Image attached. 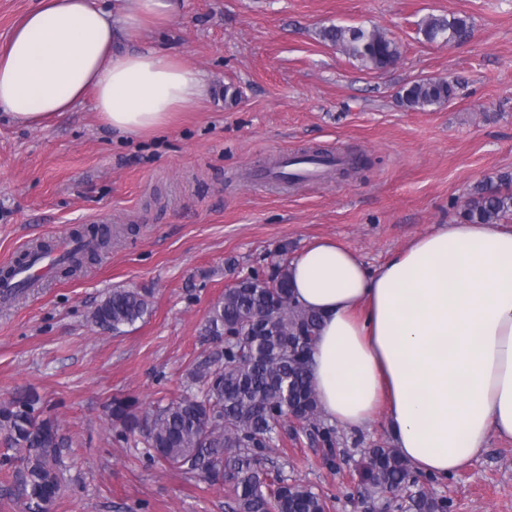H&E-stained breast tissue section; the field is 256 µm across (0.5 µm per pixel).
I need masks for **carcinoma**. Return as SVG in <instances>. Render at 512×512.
Listing matches in <instances>:
<instances>
[{
  "label": "carcinoma",
  "instance_id": "obj_1",
  "mask_svg": "<svg viewBox=\"0 0 512 512\" xmlns=\"http://www.w3.org/2000/svg\"><path fill=\"white\" fill-rule=\"evenodd\" d=\"M419 31L429 42H461L471 33L463 17L430 16ZM323 40L343 49L361 67L385 71L400 58L397 43L380 27L331 25ZM455 87L447 80L420 78L404 86L399 97L408 109L423 111L447 104ZM512 177L502 175L474 187L460 213L472 224H493L512 215ZM76 247L57 267L74 273L86 259L112 243V230L90 224L74 235ZM147 294L114 289L90 313L103 331L120 334L149 315ZM264 321L268 334L252 336ZM317 315L292 301L287 269L267 281L257 274L224 290L211 308L205 333L214 351L197 356L181 394L166 405L140 411L135 401L112 398L108 416L117 425L113 439L144 443L148 456L211 482H223L228 512H328L326 497L311 487L272 478L266 448L288 415L310 417L308 436L333 463L336 431L320 415L310 379V352L319 332ZM0 433L18 453L13 471L22 512H50L62 490V449L72 441L44 416L38 393L27 389L0 404ZM363 469V497L384 500L389 493L417 485L418 477L394 449H369ZM452 503L420 488L407 496L405 512H451Z\"/></svg>",
  "mask_w": 512,
  "mask_h": 512
}]
</instances>
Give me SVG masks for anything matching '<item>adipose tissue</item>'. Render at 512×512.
Returning a JSON list of instances; mask_svg holds the SVG:
<instances>
[{
  "instance_id": "ef3b65f1",
  "label": "adipose tissue",
  "mask_w": 512,
  "mask_h": 512,
  "mask_svg": "<svg viewBox=\"0 0 512 512\" xmlns=\"http://www.w3.org/2000/svg\"><path fill=\"white\" fill-rule=\"evenodd\" d=\"M181 0H41L0 52V112L23 125L92 99L124 136L164 131L206 99L205 77L143 40ZM292 299L321 317L311 380L330 422L383 417L396 453L446 479L490 438L512 441V231L459 220L379 268L328 238L288 265Z\"/></svg>"
}]
</instances>
